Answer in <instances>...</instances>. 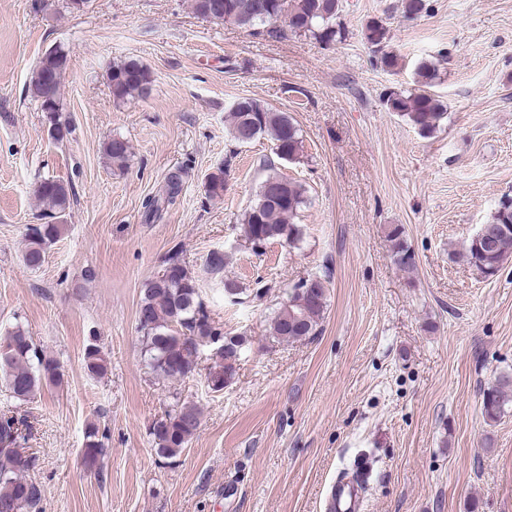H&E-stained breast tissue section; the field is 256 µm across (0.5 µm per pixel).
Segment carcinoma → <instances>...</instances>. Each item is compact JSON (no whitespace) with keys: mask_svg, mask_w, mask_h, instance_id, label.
<instances>
[{"mask_svg":"<svg viewBox=\"0 0 512 512\" xmlns=\"http://www.w3.org/2000/svg\"><path fill=\"white\" fill-rule=\"evenodd\" d=\"M193 12L206 20L240 24L247 19L252 33L274 39L290 35L305 36L325 45L342 41L344 28L340 19L341 0H191ZM364 39L373 54V62L386 70L400 66V57L390 48L387 23L372 18L365 23ZM68 53L61 48L47 52L34 66L28 90L46 113L48 132L61 142L71 134L69 124L57 119L62 111V82L57 80L66 70ZM415 88L391 87L383 94V105L400 114L418 134L430 137L448 119L447 108L433 92L437 68L422 63L416 72ZM112 96L117 101L144 97L150 90L148 68L129 59L110 65L107 72ZM233 138L247 143L266 134L273 142L276 156L292 162L303 154V137L292 118L252 98H241L228 113ZM112 166L126 168L131 155L129 142L110 138L104 146ZM227 171L217 168L207 175V193L220 198L224 193ZM182 174L176 170L167 178L165 197H149L144 203V218H156L175 204L181 192ZM35 195L52 214L64 217L74 202L71 187L55 179L45 178L35 187ZM305 201V188L280 172H272L263 180L257 199L243 214L244 240L251 249L275 239L288 244L298 242L303 234L294 223ZM64 225L32 224L26 228L23 262L37 269L45 261L48 249L58 241ZM486 234L474 235L459 260L476 268L487 277L495 276L512 252V198L503 200L485 224ZM396 264L414 266V255L404 238V229L393 226L388 233ZM163 275L154 276L147 284L137 311V329L142 353L150 369L167 380H184L195 375L201 350L212 348L213 365L206 374L208 387L224 390L235 375L236 364L248 338L224 336L221 324L201 298L198 280L178 253L164 262ZM328 298L327 276H312L291 288L280 302L271 324V335L278 340H300L318 335ZM84 367L94 377H102L108 366L100 347L92 342L84 354ZM60 362L46 355L20 325L0 335V386L9 397L26 401L40 388L61 382ZM512 402V374L500 375L483 391L482 415L492 425L501 420ZM201 413L192 403L177 402L149 427V436L157 455L172 460L180 456L198 431ZM20 433L14 417H0V512H37L42 500V487L31 478L38 458L17 448ZM105 448L100 426L87 424L80 451L81 464L87 472H98Z\"/></svg>","mask_w":512,"mask_h":512,"instance_id":"obj_1","label":"carcinoma"}]
</instances>
